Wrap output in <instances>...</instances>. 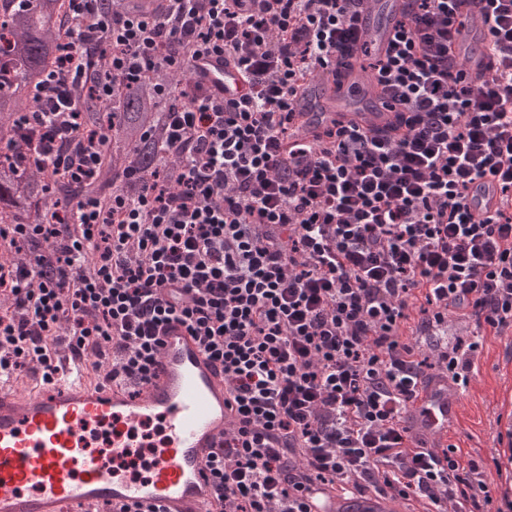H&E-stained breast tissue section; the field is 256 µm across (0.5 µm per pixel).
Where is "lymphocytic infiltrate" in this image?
Masks as SVG:
<instances>
[{
    "label": "lymphocytic infiltrate",
    "mask_w": 512,
    "mask_h": 512,
    "mask_svg": "<svg viewBox=\"0 0 512 512\" xmlns=\"http://www.w3.org/2000/svg\"><path fill=\"white\" fill-rule=\"evenodd\" d=\"M497 69L473 81L453 44L464 0H408L386 55L360 39L363 0H163L159 13L68 0L74 42L33 87L29 162L85 186L106 166L84 91L104 104L156 69L204 54L250 76L237 102L199 82L163 115L175 188L128 175L37 224L0 225V370L66 346L94 369L148 378L159 332L180 322L224 366L240 421L212 463L223 512H312L314 486L489 512L486 474L455 446L419 448L405 425L428 374L418 336L456 313L476 336L436 346L434 369L475 378L482 333L512 329V205L482 216L480 179L512 193V0H487ZM370 58L397 107L389 132L326 128L294 157L291 101L329 64Z\"/></svg>",
    "instance_id": "f902f5d3"
}]
</instances>
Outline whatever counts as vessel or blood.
<instances>
[{
    "mask_svg": "<svg viewBox=\"0 0 512 512\" xmlns=\"http://www.w3.org/2000/svg\"><path fill=\"white\" fill-rule=\"evenodd\" d=\"M406 8L407 0H364L358 30L378 54ZM464 14L461 38L483 31L482 0H469ZM187 74L227 101L250 87L246 73L218 54L200 56ZM387 102L377 78L361 68L340 80L321 70L293 98L298 128L283 151L313 145L334 123L388 129L395 115ZM500 199L487 177L472 206L486 213ZM160 342L140 383L96 374L68 352L55 356L50 376H0V512H221L209 463L237 420L224 370L181 323L168 325ZM461 410L460 390L437 374L419 386L408 425L415 439L444 448ZM151 421L161 426L162 444L148 454L139 430Z\"/></svg>",
    "mask_w": 512,
    "mask_h": 512,
    "instance_id": "1",
    "label": "vessel or blood"
}]
</instances>
